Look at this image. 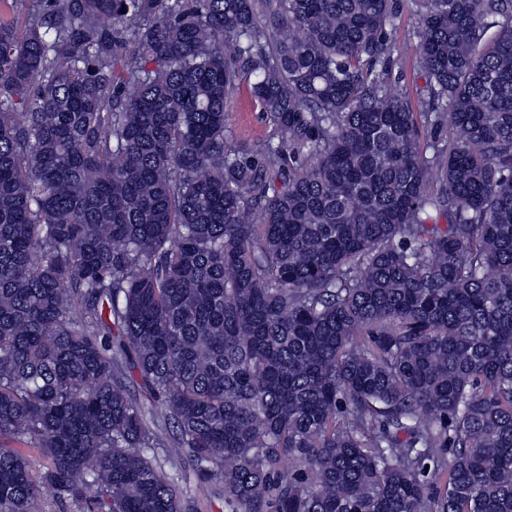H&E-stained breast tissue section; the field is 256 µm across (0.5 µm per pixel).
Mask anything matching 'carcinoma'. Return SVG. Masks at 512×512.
I'll return each mask as SVG.
<instances>
[{
  "label": "carcinoma",
  "instance_id": "cac0c4a2",
  "mask_svg": "<svg viewBox=\"0 0 512 512\" xmlns=\"http://www.w3.org/2000/svg\"><path fill=\"white\" fill-rule=\"evenodd\" d=\"M27 2L0 18V512L44 485L181 512L157 448L229 512H512V0H414L419 119L399 0ZM244 77L253 147L224 135ZM402 1V15L393 38L399 47V56L391 67L389 81L396 89L406 92L414 112H421V102L426 98V79L419 63L418 40L414 35L416 15L409 0Z\"/></svg>",
  "mask_w": 512,
  "mask_h": 512
}]
</instances>
